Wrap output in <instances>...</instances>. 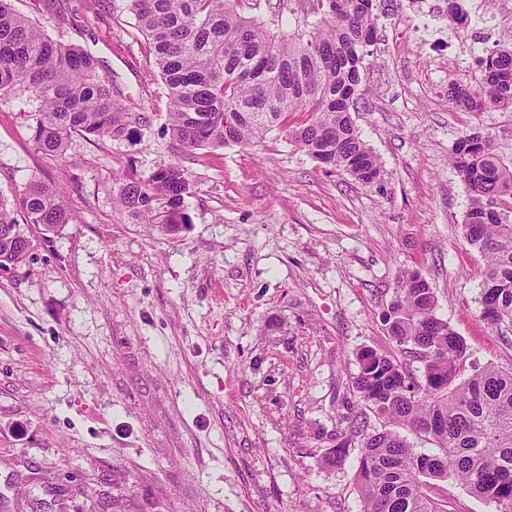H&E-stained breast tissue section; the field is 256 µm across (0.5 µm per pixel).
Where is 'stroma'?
Masks as SVG:
<instances>
[{
  "mask_svg": "<svg viewBox=\"0 0 512 512\" xmlns=\"http://www.w3.org/2000/svg\"><path fill=\"white\" fill-rule=\"evenodd\" d=\"M54 40L99 57L133 138L36 150L32 101L0 96V195L29 176L60 186L58 233L20 224L31 261L0 270V512H363L357 469L383 428L352 381L357 354L396 351L381 313L417 271L469 362L512 368L480 318L482 259L450 157L479 132L512 161V111L467 112L448 86L497 43L444 20L410 33V0H374L377 27L350 113L377 182L329 173L270 131L252 147L182 152L165 84L124 0L60 25L13 0ZM179 163L194 190L178 233L113 199L114 174ZM349 452L329 456L339 443Z\"/></svg>",
  "mask_w": 512,
  "mask_h": 512,
  "instance_id": "1",
  "label": "stroma"
}]
</instances>
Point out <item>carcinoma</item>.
I'll return each mask as SVG.
<instances>
[{
  "instance_id": "obj_1",
  "label": "carcinoma",
  "mask_w": 512,
  "mask_h": 512,
  "mask_svg": "<svg viewBox=\"0 0 512 512\" xmlns=\"http://www.w3.org/2000/svg\"><path fill=\"white\" fill-rule=\"evenodd\" d=\"M147 41L170 99L169 131L190 153L231 144L253 146L275 127L332 172L368 184L381 162L350 115L363 49L373 43V0H292L294 30L273 33L242 16L239 0H126ZM99 0H44L65 24ZM480 76L449 85L448 97L470 112L512 110V46L481 61ZM100 60L49 38L0 0V91L28 95L37 149L64 157L74 138L126 139L140 114L125 111L99 72ZM305 119L288 124L291 114ZM468 192L463 236L483 257L480 318L512 347V164L478 132L458 139L451 158ZM193 186L178 163L146 179H119V204L148 224L176 232L188 222ZM19 209L28 224L56 233L69 217L60 191L33 176L14 201L0 195V269L20 267L30 251L14 233ZM437 297L418 272H407L382 313L400 351L421 363L417 376L398 354L364 349L353 385L386 427L361 446L358 484L363 512H450L435 482L450 476L468 491L512 512V369L468 367L465 341L436 314ZM439 448L418 452L396 428Z\"/></svg>"
}]
</instances>
